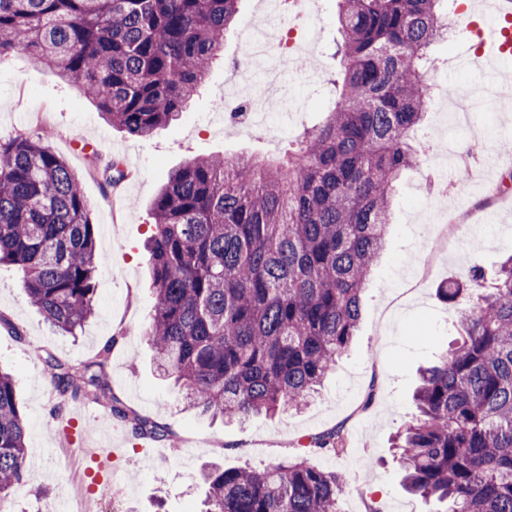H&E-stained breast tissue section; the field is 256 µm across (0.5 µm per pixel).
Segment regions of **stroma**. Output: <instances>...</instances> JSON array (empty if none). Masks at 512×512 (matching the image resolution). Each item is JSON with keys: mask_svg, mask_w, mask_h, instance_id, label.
<instances>
[{"mask_svg": "<svg viewBox=\"0 0 512 512\" xmlns=\"http://www.w3.org/2000/svg\"><path fill=\"white\" fill-rule=\"evenodd\" d=\"M336 0H320L316 11L303 16V27L315 29L317 42L302 70L288 69L287 132L275 137L264 128L229 126L216 131L214 121L224 109L225 66L239 51L227 37L224 52L213 64L208 81L188 112L161 127L149 139L137 140L107 124L100 112L70 84L16 55L0 64V138L25 134L42 139L78 175L96 230L94 313L76 335L49 328L32 307L21 274L0 269V366L13 375L19 406L28 423L27 446L36 461L37 478L12 491V512H47L64 505L74 472L85 471L81 456L65 457L60 448H92L98 434L113 428L127 441L116 449L109 473L119 495L92 488L82 512H201L206 487L201 469L215 462L227 467L261 468L293 455L300 439L334 429L346 436V451L338 456L313 455L314 465L344 474L342 512H429L430 506L408 494L389 440L415 413L413 393L420 368L435 364L454 343L457 310L440 301L439 284L460 281L474 267L493 274L512 251V192L493 195L491 188L506 170L512 153L500 140L512 138V109H473L462 140L482 138L491 169L476 167L463 189V204H448V224L458 225L459 241L452 249H436L440 227L422 218L417 194L428 192L426 164L410 172L398 187L393 224L383 258L362 300V316L349 351L339 360L319 395L301 411L277 417L259 415L243 426L225 424L190 411L171 382L157 378L153 351L139 336L154 303L149 284L148 240L154 219L150 203L170 171L193 158L232 155H283L304 131L322 124L328 89L326 79L337 73L334 55L340 39ZM439 61L436 76L448 84L466 74L475 86L493 80L501 65L484 53L463 68L467 42L433 45ZM100 163L123 158L128 178L111 188L92 169L90 154ZM107 371L118 396L141 415L174 432L159 442L151 465L131 428L101 404L83 398L59 400L32 352L38 346L63 362L78 365L94 358L110 337Z\"/></svg>", "mask_w": 512, "mask_h": 512, "instance_id": "1", "label": "stroma"}]
</instances>
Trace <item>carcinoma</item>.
Listing matches in <instances>:
<instances>
[{"mask_svg": "<svg viewBox=\"0 0 512 512\" xmlns=\"http://www.w3.org/2000/svg\"><path fill=\"white\" fill-rule=\"evenodd\" d=\"M240 0H0V63L29 56L78 87L136 139L199 95ZM446 0H339V78L328 116L278 158H197L172 170L152 208L155 296L139 331L192 410L213 418L297 411L347 350L362 292L385 246L392 200L417 167L428 110V47L449 31ZM107 184L127 177L121 159ZM16 267L31 303L72 334L92 314L95 227L78 176L44 142L0 140V267ZM460 342L421 373L417 414L396 435L405 489L437 512H512V255L491 286L474 268L443 284ZM75 368L45 350L60 398L84 396L172 437L127 409L105 361ZM336 429L263 468L212 465L202 512H342L345 477L310 464L337 455ZM35 475L12 376L0 372V502Z\"/></svg>", "mask_w": 512, "mask_h": 512, "instance_id": "carcinoma-1", "label": "carcinoma"}]
</instances>
